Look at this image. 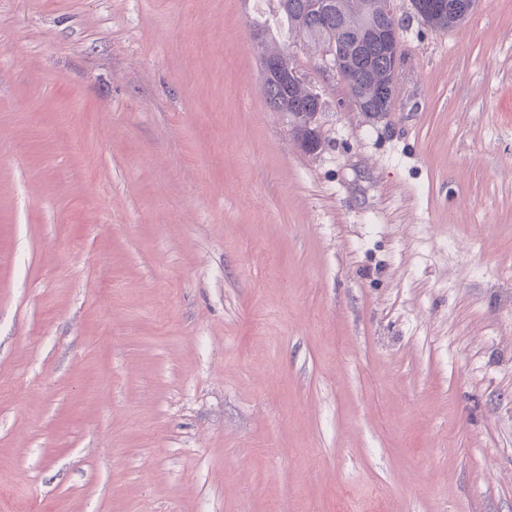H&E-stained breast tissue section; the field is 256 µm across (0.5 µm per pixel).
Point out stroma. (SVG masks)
<instances>
[{"instance_id":"obj_1","label":"stroma","mask_w":512,"mask_h":512,"mask_svg":"<svg viewBox=\"0 0 512 512\" xmlns=\"http://www.w3.org/2000/svg\"><path fill=\"white\" fill-rule=\"evenodd\" d=\"M390 112L276 0H0V512H512V0H394ZM452 1V2H450ZM476 0H411V8L421 22L433 30H448L465 22L476 6ZM449 13L470 12L460 15L454 26H449ZM430 13H440L447 16L427 15ZM426 15V16H422ZM252 27L263 32L264 40V53H260L259 57L262 62V71L264 77V90L267 103L269 107L276 112H281L287 119L289 126L296 127L308 118L313 117L316 113L320 112L321 103L319 95L309 85H303L289 89L295 83L301 82V77L294 70L288 59L283 55L267 56V67L265 70V56L268 51L267 41L273 40V32L266 21L262 22L257 18H253ZM250 27V38L254 48H261L260 35L257 31ZM264 70L268 79L276 81L283 75H288V83L272 87L265 79ZM315 97L318 98L315 100ZM272 101L274 103L272 104Z\"/></svg>"}]
</instances>
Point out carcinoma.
Returning <instances> with one entry per match:
<instances>
[{"instance_id":"1","label":"carcinoma","mask_w":512,"mask_h":512,"mask_svg":"<svg viewBox=\"0 0 512 512\" xmlns=\"http://www.w3.org/2000/svg\"><path fill=\"white\" fill-rule=\"evenodd\" d=\"M315 0H278L279 27L287 33L303 36L309 49L323 53L336 40L357 51L354 44L367 38L375 24L387 20V0H333L335 7L329 14H317L311 10ZM395 46L385 48L369 43L360 54L364 63L356 72L360 92L353 99L356 108L364 113L384 112L391 105L392 97L378 95L380 86L388 78V61L394 56ZM269 107L282 113L291 127H296L320 112L321 103L315 100L317 93L307 84L292 89L282 84L272 87L264 83Z\"/></svg>"}]
</instances>
